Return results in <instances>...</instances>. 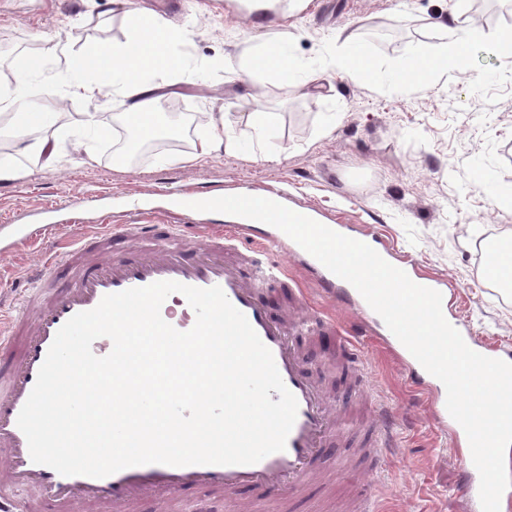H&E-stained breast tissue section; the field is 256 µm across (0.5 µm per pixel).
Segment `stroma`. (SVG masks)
Listing matches in <instances>:
<instances>
[{
  "instance_id": "stroma-1",
  "label": "stroma",
  "mask_w": 512,
  "mask_h": 512,
  "mask_svg": "<svg viewBox=\"0 0 512 512\" xmlns=\"http://www.w3.org/2000/svg\"><path fill=\"white\" fill-rule=\"evenodd\" d=\"M181 27L190 39L175 52L172 69L158 71L154 111L179 101L204 115L184 150L163 149L137 163L119 161L111 148L118 134L93 143L85 154L75 140L90 137L81 116L127 111L114 91L74 96L63 54L96 45L120 46L130 35L125 13L140 0H0V84L47 42L57 58L32 75L21 95L41 109L44 131L57 140L65 162L47 167L22 154L0 123V158L13 162L18 180L0 182V294L47 285L41 257L79 233L70 224L80 207L87 229L103 217L116 224H178L185 202L231 194L265 196L322 224L345 226L349 235H374L394 257L413 260L418 272L448 284L450 321L472 340L512 350V298L490 288L476 267L482 236L512 246V208L499 206L496 191L512 193V58L496 56L497 34L512 29V0H287L276 21L259 25L236 13V0H182ZM485 16L464 72L435 73L425 85L405 81L403 60L417 53L437 60L449 47L457 10ZM278 44L316 74V82L285 96L274 77L234 76L227 58ZM359 46L371 71L363 81L330 68L337 53ZM267 117L264 130L238 123L240 115ZM233 122L234 154L195 158L200 136L221 119ZM23 224L46 226L41 238L16 247ZM288 287L266 291L269 310L283 315L293 290L334 316L336 332L303 337L304 364L334 407L366 421L345 374L326 364L347 346L365 372L362 387L392 407L388 431L393 448L366 481L376 512H463L461 459L466 445L429 418V395L407 377L400 361L362 320L325 294L308 271L288 266ZM347 483L304 486L288 512L335 508Z\"/></svg>"
}]
</instances>
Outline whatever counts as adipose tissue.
I'll list each match as a JSON object with an SVG mask.
<instances>
[{"instance_id":"adipose-tissue-1","label":"adipose tissue","mask_w":512,"mask_h":512,"mask_svg":"<svg viewBox=\"0 0 512 512\" xmlns=\"http://www.w3.org/2000/svg\"><path fill=\"white\" fill-rule=\"evenodd\" d=\"M128 20L132 35L126 45L116 50L105 46L94 51L71 53L66 60V67L75 75L85 71L94 72L97 76V89L109 90L116 86L120 87L123 96L131 102L128 111L122 115L123 120L128 125L136 127L143 137L150 138L155 134V126L149 106L156 88L146 80L142 70L117 69L115 58L119 55H127L129 49L135 47L140 49L143 61L166 64L170 58L171 49L185 43L189 33L184 29L168 27L157 19L136 11L129 13ZM257 58L264 60L266 71L275 74L280 90L290 94L297 89L299 82L296 73L300 64L278 48L263 47L256 49L251 55L228 58L227 67L234 73L243 71L250 74L255 70L253 61ZM30 74L31 71L27 68L15 71L12 76V89L8 94L0 95V103L13 106L11 120L17 137L28 141L29 151L41 160L43 165L53 166L59 161L57 141L42 136L43 125L39 116L32 112H19L15 109L21 92L28 84Z\"/></svg>"}]
</instances>
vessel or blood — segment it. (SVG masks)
<instances>
[{
	"instance_id": "b4317fda",
	"label": "vessel or blood",
	"mask_w": 512,
	"mask_h": 512,
	"mask_svg": "<svg viewBox=\"0 0 512 512\" xmlns=\"http://www.w3.org/2000/svg\"><path fill=\"white\" fill-rule=\"evenodd\" d=\"M306 268L324 285L343 286L351 309L368 328L384 322L352 286L330 272L284 232L263 242L249 241L246 225L214 233L202 224H111L106 230L75 237L47 262L48 292L24 296L21 315L0 319V512H131L140 502H177L185 488L199 486L230 499L240 489L280 492L275 512H283L284 495L296 494L318 475L323 450L346 440L348 420L335 416L323 391L306 374L293 331L322 333L335 329L325 314L275 320L262 291L287 274L279 257ZM159 281L221 287L267 346L285 386L298 402L286 448L252 465L149 464L123 469L103 478L63 476L34 463L28 442L17 425L58 330L75 314L93 309L108 294ZM390 344L418 386L432 376L398 340ZM472 459L461 474L465 512H481L479 481Z\"/></svg>"
}]
</instances>
